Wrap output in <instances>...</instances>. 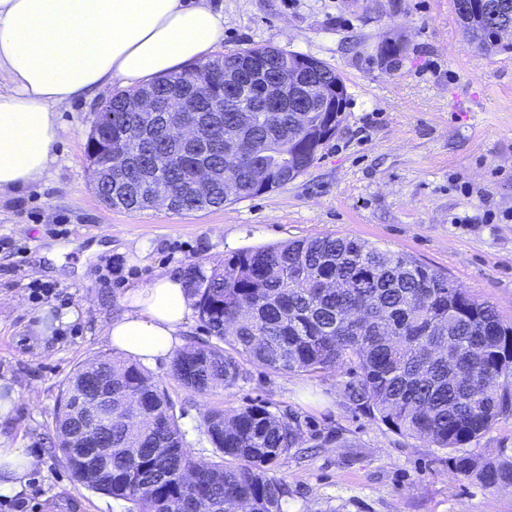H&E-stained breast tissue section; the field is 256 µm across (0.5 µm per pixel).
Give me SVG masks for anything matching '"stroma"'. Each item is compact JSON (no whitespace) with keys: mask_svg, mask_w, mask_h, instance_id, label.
Segmentation results:
<instances>
[{"mask_svg":"<svg viewBox=\"0 0 512 512\" xmlns=\"http://www.w3.org/2000/svg\"><path fill=\"white\" fill-rule=\"evenodd\" d=\"M224 15L215 57L254 46L318 59L343 77L336 133L294 180L219 209H110L96 195L86 146L105 88L61 108L68 136L47 174L0 199V380L17 393L0 434L39 453L23 495L28 512H125L74 480L55 445L54 413L80 365L114 356L105 334L127 291L161 272H203L225 256L295 239L353 237L447 273L512 323V36L492 50L468 41L452 0H214ZM403 47L398 65L380 59ZM48 293L38 301L35 291ZM77 318L48 341L43 312ZM182 412L190 450L210 408L259 403L290 413L301 438L274 469L287 512H512V490L457 473L445 451L356 408L353 372L276 373L245 364L234 387L199 395L150 368Z\"/></svg>","mask_w":512,"mask_h":512,"instance_id":"obj_1","label":"stroma"}]
</instances>
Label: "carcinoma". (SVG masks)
Segmentation results:
<instances>
[{
  "mask_svg": "<svg viewBox=\"0 0 512 512\" xmlns=\"http://www.w3.org/2000/svg\"><path fill=\"white\" fill-rule=\"evenodd\" d=\"M455 10L473 40L485 48L498 42L485 19ZM303 55L251 47L176 76L157 79L151 89L173 107L190 111L223 103L224 69H234L251 87L250 103H261L264 82L288 79ZM312 77L330 86L335 112H280L270 121L254 112L221 111L222 125L235 131L233 145L213 154L232 179L233 196L217 185L207 198L192 188L189 154H177L167 170L146 172L145 150L134 145L122 164L128 173L112 185L96 186L112 209L140 211L143 198L166 193L169 209L195 212L221 208L230 199L273 191L303 173L342 122L347 98L341 75L317 60ZM214 89L210 102H195L196 82ZM131 91L112 97V130L134 125L124 110ZM189 290L213 341L177 352L172 372L187 389L204 394L230 388L243 363L273 372L322 374L352 365L358 380L348 396L396 431L451 453L455 470L497 490L512 489V453L481 460L467 452L498 419L512 413V325L494 307L460 287L448 274L403 252L361 239L323 237L237 251L205 274L187 271ZM100 376L112 378V475L89 481L72 466L86 489L126 503V512H284L288 486L271 475L295 447L300 425L261 404L234 414L210 409L200 433L213 459L198 463L185 446L176 404L141 364L114 358L98 361ZM84 367L69 376L55 413V429L69 424L68 409L86 394ZM224 425L218 432L216 427Z\"/></svg>",
  "mask_w": 512,
  "mask_h": 512,
  "instance_id": "carcinoma-1",
  "label": "carcinoma"
}]
</instances>
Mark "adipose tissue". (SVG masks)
I'll use <instances>...</instances> for the list:
<instances>
[{
  "label": "adipose tissue",
  "instance_id": "adipose-tissue-1",
  "mask_svg": "<svg viewBox=\"0 0 512 512\" xmlns=\"http://www.w3.org/2000/svg\"><path fill=\"white\" fill-rule=\"evenodd\" d=\"M223 37L212 0H0V196L52 167L62 107L174 73ZM192 304L184 274L157 275L126 294L106 329L112 348L145 364L170 358ZM40 466L0 437V495H22Z\"/></svg>",
  "mask_w": 512,
  "mask_h": 512
}]
</instances>
